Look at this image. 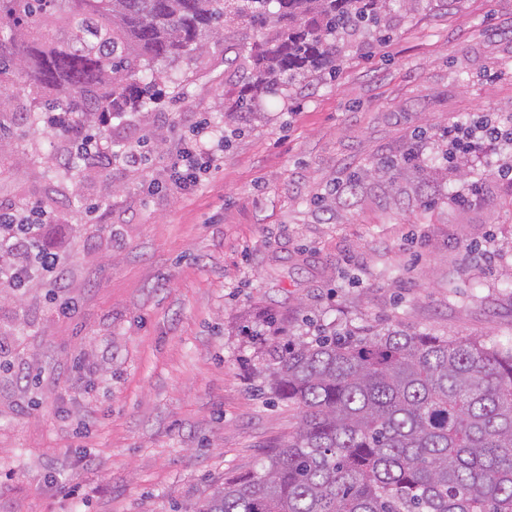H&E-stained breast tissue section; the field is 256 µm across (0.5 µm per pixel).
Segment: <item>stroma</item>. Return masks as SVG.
<instances>
[{
	"label": "stroma",
	"instance_id": "stroma-1",
	"mask_svg": "<svg viewBox=\"0 0 512 512\" xmlns=\"http://www.w3.org/2000/svg\"><path fill=\"white\" fill-rule=\"evenodd\" d=\"M171 72L183 95L162 84L156 107L102 130L113 151L139 145V168L44 171L35 156L62 145L42 130L0 149V203L50 197L62 257L55 285L0 288V512H196L287 438L296 413L267 376L321 328L512 346V179L498 173L511 144L440 173L428 209L374 179L344 191L380 158L440 156L460 118L512 117V0L395 7L387 39L244 119L226 113L241 75L223 47ZM205 120L223 164L188 195H145L172 156L151 135ZM467 181L481 203L450 202Z\"/></svg>",
	"mask_w": 512,
	"mask_h": 512
}]
</instances>
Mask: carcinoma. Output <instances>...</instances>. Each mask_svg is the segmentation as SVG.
<instances>
[{"label": "carcinoma", "mask_w": 512, "mask_h": 512, "mask_svg": "<svg viewBox=\"0 0 512 512\" xmlns=\"http://www.w3.org/2000/svg\"><path fill=\"white\" fill-rule=\"evenodd\" d=\"M393 0H0V141L11 139L13 88L30 85L64 130L87 138L99 112L147 108L163 68L203 54L246 23L259 41L224 47L248 72L232 112L318 78L358 39L389 31ZM428 208L437 168L412 153L355 172L396 188L410 172ZM270 393L296 412L288 440L229 477L198 512H512V350L401 328H349L290 340Z\"/></svg>", "instance_id": "cac0c4a2"}]
</instances>
